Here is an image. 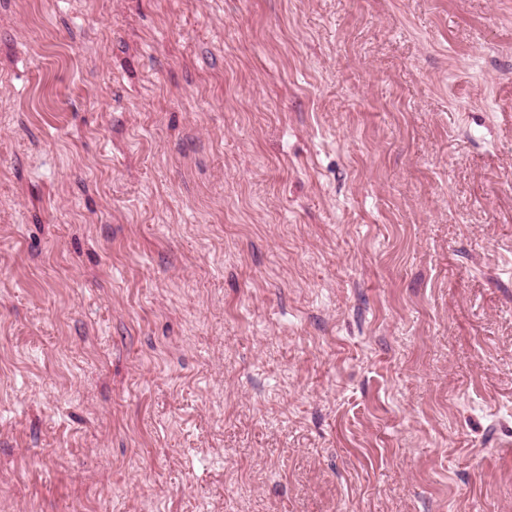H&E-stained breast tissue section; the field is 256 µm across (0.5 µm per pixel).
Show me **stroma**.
Segmentation results:
<instances>
[{
    "instance_id": "35a3bbf8",
    "label": "stroma",
    "mask_w": 512,
    "mask_h": 512,
    "mask_svg": "<svg viewBox=\"0 0 512 512\" xmlns=\"http://www.w3.org/2000/svg\"><path fill=\"white\" fill-rule=\"evenodd\" d=\"M0 512H512V0H0Z\"/></svg>"
}]
</instances>
